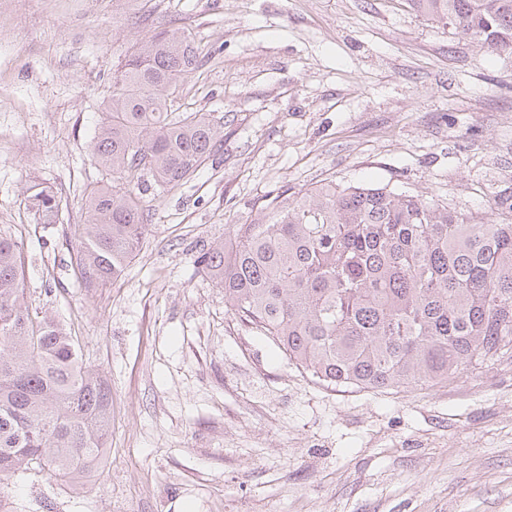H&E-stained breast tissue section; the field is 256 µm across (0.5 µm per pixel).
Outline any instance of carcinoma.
Returning a JSON list of instances; mask_svg holds the SVG:
<instances>
[{
	"instance_id": "cac0c4a2",
	"label": "carcinoma",
	"mask_w": 512,
	"mask_h": 512,
	"mask_svg": "<svg viewBox=\"0 0 512 512\" xmlns=\"http://www.w3.org/2000/svg\"><path fill=\"white\" fill-rule=\"evenodd\" d=\"M428 20L512 54V0H408ZM198 64L183 29L139 43L112 81L91 152L112 185L91 191L77 225L80 287L116 278L148 230L135 186L185 182L224 138V118L176 113ZM37 223L59 203L28 188ZM224 305L289 362L331 387L383 390L448 380L512 345V223L463 224L456 212L387 184H319L266 199L197 257ZM21 246L0 232V481L45 472L80 487L103 463L112 395L79 342L26 305Z\"/></svg>"
}]
</instances>
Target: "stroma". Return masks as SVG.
Returning a JSON list of instances; mask_svg holds the SVG:
<instances>
[{
	"mask_svg": "<svg viewBox=\"0 0 512 512\" xmlns=\"http://www.w3.org/2000/svg\"><path fill=\"white\" fill-rule=\"evenodd\" d=\"M165 27L199 48L181 111L223 117L224 140L144 193L139 252L89 292L73 228L110 179L90 145L126 55ZM34 180L60 223L35 222ZM325 180L512 220L492 205L512 195V54L406 0H0V229L22 244L30 308L112 389L102 466L75 489L9 479L14 512H512L511 352L434 385L326 387L198 269L265 196Z\"/></svg>",
	"mask_w": 512,
	"mask_h": 512,
	"instance_id": "35a3bbf8",
	"label": "stroma"
}]
</instances>
